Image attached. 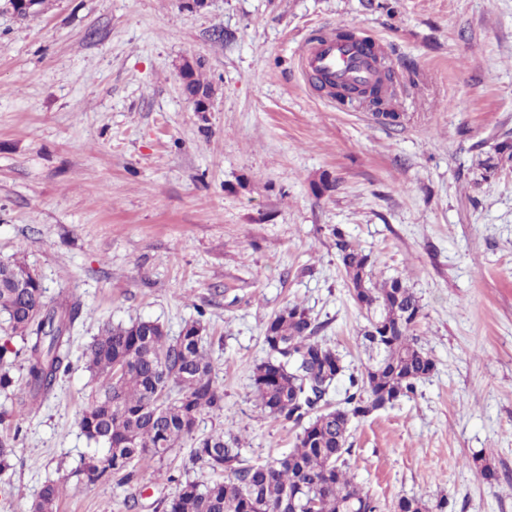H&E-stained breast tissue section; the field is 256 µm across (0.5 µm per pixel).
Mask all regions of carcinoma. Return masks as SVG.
Listing matches in <instances>:
<instances>
[{"label":"carcinoma","mask_w":512,"mask_h":512,"mask_svg":"<svg viewBox=\"0 0 512 512\" xmlns=\"http://www.w3.org/2000/svg\"><path fill=\"white\" fill-rule=\"evenodd\" d=\"M46 0H3L20 17L39 14ZM202 64L182 65V92L198 105L210 88L200 79ZM374 84L364 86L370 100L337 97L342 105H364L388 118L382 93L394 75L376 70ZM512 162V142H501L483 163V177ZM337 254L354 299L366 310L362 334L368 352L364 369L348 373L343 404L332 408L322 399L344 373L336 349L319 340L323 325L308 310L290 304L264 329L265 359L252 369V385L262 410L275 420L301 428L293 448L282 457L250 465L241 458V440L224 431L195 435L201 416L224 411V392L214 383L212 363L204 349L206 325L184 324L175 337L157 321L105 325L84 352L86 369L101 380L82 412L79 426L97 446L81 473L90 483L114 477L130 481L133 464L161 461L187 439L192 457L224 480L180 483L166 512H380L376 499L349 474L344 455L354 422L379 407L413 396L435 362L414 335L421 315L419 297L399 277L372 279L371 256L339 227L332 230ZM82 313L73 297L46 299L39 278L25 264L0 261V314L10 334L21 339L15 351L0 347V390L13 385L4 365L8 353L21 359L24 388L16 393V416L47 398L72 368L70 330ZM20 426L0 437V469L9 466ZM64 491L60 481L46 482L31 512H54ZM400 512H447L448 498L429 506L401 499Z\"/></svg>","instance_id":"1"}]
</instances>
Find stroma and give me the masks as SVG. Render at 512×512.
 Here are the masks:
<instances>
[{
  "instance_id": "obj_1",
  "label": "stroma",
  "mask_w": 512,
  "mask_h": 512,
  "mask_svg": "<svg viewBox=\"0 0 512 512\" xmlns=\"http://www.w3.org/2000/svg\"><path fill=\"white\" fill-rule=\"evenodd\" d=\"M347 31L395 68L396 125L339 106L299 67L305 41ZM202 61L210 109L182 93ZM512 141V0H47L0 10V261L46 296L72 295L68 375L20 424L0 512H29L60 480L56 512H165L185 478L216 475L183 442L132 482H86L95 447L78 419L99 386L83 352L107 324L151 319L178 335L202 317L224 412L196 432L239 436L248 463L288 453L298 427L252 386L264 328L307 308L348 370L366 360L363 311L332 230L370 253L376 280L421 299L433 373L349 438L348 471L397 512H512V167L479 164ZM336 188L320 192L323 180ZM483 457L495 472L484 479Z\"/></svg>"
}]
</instances>
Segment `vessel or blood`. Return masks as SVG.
I'll use <instances>...</instances> for the list:
<instances>
[{
	"instance_id": "vessel-or-blood-1",
	"label": "vessel or blood",
	"mask_w": 512,
	"mask_h": 512,
	"mask_svg": "<svg viewBox=\"0 0 512 512\" xmlns=\"http://www.w3.org/2000/svg\"><path fill=\"white\" fill-rule=\"evenodd\" d=\"M300 64L306 74L321 76L333 84L368 85L376 80V73L361 46L333 36L310 39Z\"/></svg>"
}]
</instances>
